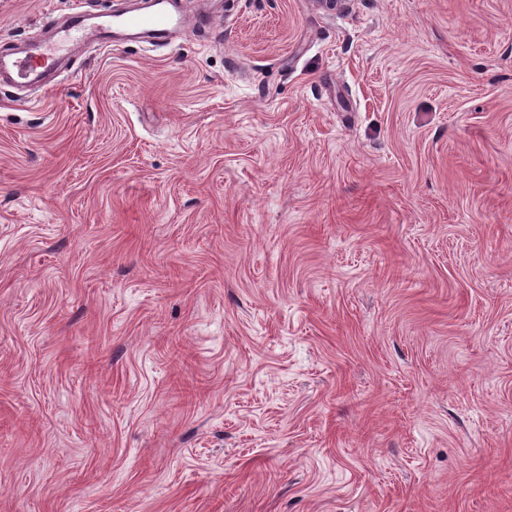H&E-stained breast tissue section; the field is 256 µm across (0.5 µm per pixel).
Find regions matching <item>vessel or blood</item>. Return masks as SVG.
I'll return each instance as SVG.
<instances>
[{
	"mask_svg": "<svg viewBox=\"0 0 512 512\" xmlns=\"http://www.w3.org/2000/svg\"><path fill=\"white\" fill-rule=\"evenodd\" d=\"M145 11L117 12L91 16L73 12L64 24L53 26L49 41L31 47L29 53L0 54V86L28 88L39 96L52 89L46 71L62 75L60 59L74 48L92 42L102 48L115 46L120 40L145 39L152 43L167 40L184 26L182 15L175 10L176 0H144Z\"/></svg>",
	"mask_w": 512,
	"mask_h": 512,
	"instance_id": "vessel-or-blood-1",
	"label": "vessel or blood"
}]
</instances>
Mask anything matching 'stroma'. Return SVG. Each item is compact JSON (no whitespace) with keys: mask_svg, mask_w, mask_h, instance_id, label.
I'll use <instances>...</instances> for the list:
<instances>
[{"mask_svg":"<svg viewBox=\"0 0 512 512\" xmlns=\"http://www.w3.org/2000/svg\"><path fill=\"white\" fill-rule=\"evenodd\" d=\"M179 3L0 92V512H512V0Z\"/></svg>","mask_w":512,"mask_h":512,"instance_id":"obj_1","label":"stroma"}]
</instances>
